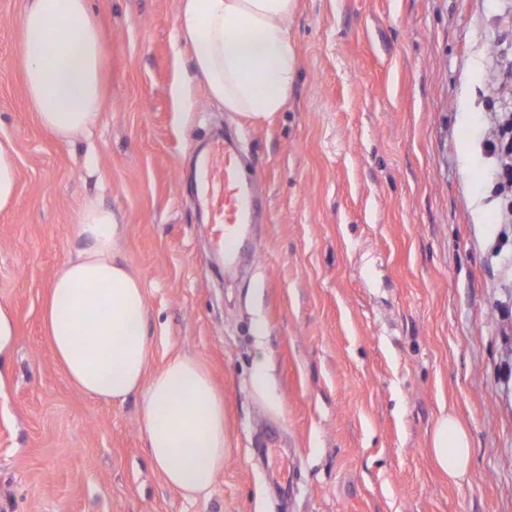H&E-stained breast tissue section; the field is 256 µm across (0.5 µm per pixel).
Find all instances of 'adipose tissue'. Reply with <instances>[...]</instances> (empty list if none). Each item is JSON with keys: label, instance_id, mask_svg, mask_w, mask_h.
Masks as SVG:
<instances>
[{"label": "adipose tissue", "instance_id": "adipose-tissue-1", "mask_svg": "<svg viewBox=\"0 0 512 512\" xmlns=\"http://www.w3.org/2000/svg\"><path fill=\"white\" fill-rule=\"evenodd\" d=\"M297 0H179L177 32L194 76L225 111L257 121L284 111L297 76L292 22ZM104 33L92 0H27L19 61L36 119L57 139L91 136L104 110ZM82 241L49 285L42 313L48 343L69 383L108 404L138 396V429L162 481L185 499L210 493L224 469V396L195 358L152 367L143 280L119 255L115 213L86 199L72 227ZM432 453L450 480L473 450L451 414L438 419Z\"/></svg>", "mask_w": 512, "mask_h": 512}]
</instances>
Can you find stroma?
Wrapping results in <instances>:
<instances>
[{
  "mask_svg": "<svg viewBox=\"0 0 512 512\" xmlns=\"http://www.w3.org/2000/svg\"><path fill=\"white\" fill-rule=\"evenodd\" d=\"M178 0H93L108 107L92 139H55L27 107L23 0H0V139L17 149L0 212V512H512V232L484 141L512 97V0H298V73L256 123L172 94ZM230 133L261 178L256 249L229 277L200 172ZM111 207L148 294L153 366L197 358L224 394V470L184 501L153 470L138 398L96 401L44 335L86 198ZM270 367L277 406L252 388ZM474 448L449 482L441 408ZM16 325L11 311L0 305V362L6 361L14 347Z\"/></svg>",
  "mask_w": 512,
  "mask_h": 512,
  "instance_id": "35a3bbf8",
  "label": "stroma"
}]
</instances>
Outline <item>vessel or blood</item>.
Instances as JSON below:
<instances>
[{"mask_svg":"<svg viewBox=\"0 0 512 512\" xmlns=\"http://www.w3.org/2000/svg\"><path fill=\"white\" fill-rule=\"evenodd\" d=\"M201 190L212 213L213 246L224 254L225 271L235 270L248 241L245 224L262 206V182L240 166L235 140L215 144L201 170Z\"/></svg>","mask_w":512,"mask_h":512,"instance_id":"b4317fda","label":"vessel or blood"}]
</instances>
